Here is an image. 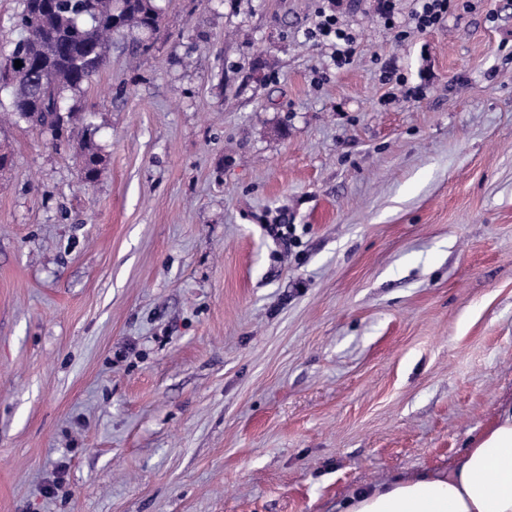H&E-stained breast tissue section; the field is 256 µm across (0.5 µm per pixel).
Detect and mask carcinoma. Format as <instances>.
<instances>
[{
  "instance_id": "1",
  "label": "carcinoma",
  "mask_w": 512,
  "mask_h": 512,
  "mask_svg": "<svg viewBox=\"0 0 512 512\" xmlns=\"http://www.w3.org/2000/svg\"><path fill=\"white\" fill-rule=\"evenodd\" d=\"M34 2L19 0L13 17L18 37L0 58V79L12 85L9 116L24 120L31 113V124L68 142L80 118L72 109L57 110L63 94L82 89L106 66L113 35L155 31L162 14L153 0H55L47 9ZM102 165L88 134L78 153L82 181L96 182Z\"/></svg>"
}]
</instances>
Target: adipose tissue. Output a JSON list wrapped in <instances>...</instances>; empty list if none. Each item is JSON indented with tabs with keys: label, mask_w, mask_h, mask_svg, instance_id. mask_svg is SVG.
<instances>
[{
	"label": "adipose tissue",
	"mask_w": 512,
	"mask_h": 512,
	"mask_svg": "<svg viewBox=\"0 0 512 512\" xmlns=\"http://www.w3.org/2000/svg\"><path fill=\"white\" fill-rule=\"evenodd\" d=\"M340 512H512V407L453 468L360 489Z\"/></svg>",
	"instance_id": "ef3b65f1"
}]
</instances>
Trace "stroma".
<instances>
[{"label":"stroma","instance_id":"35a3bbf8","mask_svg":"<svg viewBox=\"0 0 512 512\" xmlns=\"http://www.w3.org/2000/svg\"><path fill=\"white\" fill-rule=\"evenodd\" d=\"M155 4L66 95L93 187L0 129V512H339L451 469L512 405V0L402 42L381 0ZM312 38L329 41L334 48L332 58L337 67L349 64L356 54V39L339 21L335 14L319 12ZM102 165L103 158L92 141L91 132H86L78 153V167L82 181L89 184L95 183L102 172Z\"/></svg>","mask_w":512,"mask_h":512}]
</instances>
